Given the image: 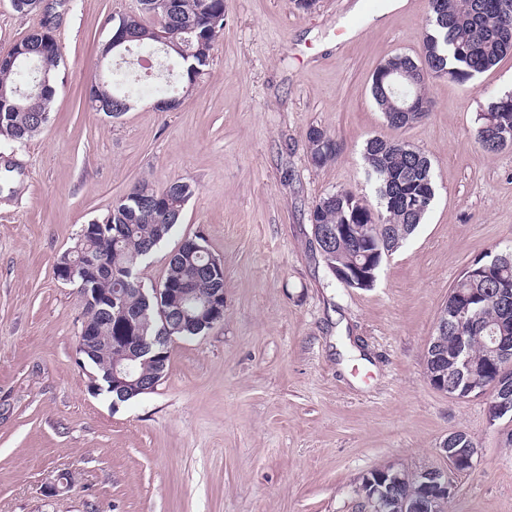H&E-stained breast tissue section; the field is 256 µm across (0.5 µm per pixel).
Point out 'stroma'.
I'll return each instance as SVG.
<instances>
[{
	"label": "stroma",
	"mask_w": 512,
	"mask_h": 512,
	"mask_svg": "<svg viewBox=\"0 0 512 512\" xmlns=\"http://www.w3.org/2000/svg\"><path fill=\"white\" fill-rule=\"evenodd\" d=\"M358 2L224 0V33L182 103L155 110L145 90L110 120L87 109V87L110 17L137 3L72 0L55 31L64 79L49 125L0 142V512H362L364 476L448 469L440 445L456 431L478 454L453 474L445 512H512V424L491 421L489 394L431 386L423 364L455 281L512 245V148L474 143L477 113L512 92V53L470 81H430V115L394 128L372 76L418 52L429 0H380L370 24ZM41 23L0 0V56ZM313 126L340 146L322 167ZM373 137L426 151L436 191L362 290L329 273L309 211L340 189L374 199ZM171 179L196 191L141 277L158 284L181 239L203 234L224 262V320L174 339L156 389L116 405L89 388L83 299L54 266L138 181Z\"/></svg>",
	"instance_id": "obj_1"
}]
</instances>
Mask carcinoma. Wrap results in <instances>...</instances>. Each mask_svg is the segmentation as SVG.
<instances>
[{
  "label": "carcinoma",
  "mask_w": 512,
  "mask_h": 512,
  "mask_svg": "<svg viewBox=\"0 0 512 512\" xmlns=\"http://www.w3.org/2000/svg\"><path fill=\"white\" fill-rule=\"evenodd\" d=\"M431 10L422 42L416 55L398 54L385 60L386 69L376 70L372 77L371 95L387 123L405 127L424 119L429 111L401 110L402 99L390 89L387 72H407L418 102L431 103L426 84L433 79L448 78L468 81L489 69L504 54L512 51V0H430ZM113 27L128 24L137 39L116 50L102 48L101 58L112 52L135 54L157 42V30L169 26L173 30H194L192 55L169 56L163 66L171 70L173 83L164 97L170 107L179 105L197 78L208 67L214 47L224 31V0H139L136 18L127 22L112 18ZM55 18L43 16L37 37L30 35L15 44L12 51L0 56V140L23 143L41 133L49 124L51 105L62 84L61 50L53 31ZM128 83L127 74L114 71L111 77L100 76L91 83L88 103L92 110L102 104L113 111L128 112L137 103L136 91L122 93L116 87ZM40 87L37 99L25 100L21 95L32 87ZM475 143L487 153L512 147V94L496 98L486 110L477 113ZM306 140L313 165L322 167L339 153L334 136L326 130L311 127ZM364 161L375 180L378 206L372 207L354 192L334 191L319 198L309 213L312 235L318 251L331 274L336 267L362 265L378 270L391 255L402 248L421 224L432 205L435 186L431 161L427 154L402 141L372 138L367 141ZM192 184L181 179L160 186L146 181L136 183L124 198L117 200L107 213L91 220L104 230L93 236L78 233L72 250L56 261L60 268L70 258L96 254L105 269L86 281L74 282L83 298V318L100 337L98 347L82 353L103 392L116 402H128L144 394L138 385L120 396L109 390L107 375L114 355L113 341L122 337L128 343L152 340L151 351L135 363L134 377L149 382L161 380L170 368L171 354L156 340L162 332L175 337L198 336L209 327L184 316L187 309L224 294V275L211 271L212 253L198 235L186 237L179 250L172 253L161 282L147 286L139 272L152 250L171 235L181 223L186 203L194 194ZM338 224H358L364 228L359 238H332L321 243L324 230H336ZM165 292L154 295V289ZM503 288L512 289V255H502L497 263L477 261L457 280L448 295V329L435 332L438 347L448 353L440 364L431 351L424 355V369L429 382H448V391L459 398L492 388L491 415L496 420L512 422V373L500 371L493 359L496 340L504 336L512 341V305L498 300ZM117 298L128 310L130 318H116L109 301ZM170 311L168 328L156 316L158 306ZM463 351L467 370L460 378L459 364L454 360ZM397 474L398 488L417 492L427 480L428 472H413L392 467L377 468Z\"/></svg>",
  "instance_id": "cac0c4a2"
}]
</instances>
